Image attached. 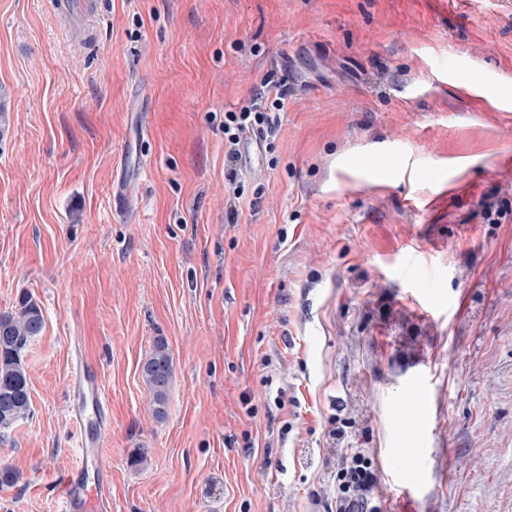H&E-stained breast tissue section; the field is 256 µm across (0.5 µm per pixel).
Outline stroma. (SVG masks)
I'll list each match as a JSON object with an SVG mask.
<instances>
[{"label": "stroma", "instance_id": "1", "mask_svg": "<svg viewBox=\"0 0 512 512\" xmlns=\"http://www.w3.org/2000/svg\"><path fill=\"white\" fill-rule=\"evenodd\" d=\"M90 2L0 0V314L44 316L0 512H60L97 435L112 512H336L351 447L382 512H512V0ZM269 75L229 224L224 113ZM141 376L152 394V414L157 420L167 415L168 388L172 376V360L164 339L155 341L151 354L142 364ZM90 396L95 402L96 408H100L104 410L102 405V393L101 390L94 385L92 377L89 373L84 372L83 369V379L81 382V375L77 378L74 386V400L78 403V407L74 408L75 416L79 421H82L84 416V403L87 397Z\"/></svg>", "mask_w": 512, "mask_h": 512}]
</instances>
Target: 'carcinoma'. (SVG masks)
<instances>
[{
  "mask_svg": "<svg viewBox=\"0 0 512 512\" xmlns=\"http://www.w3.org/2000/svg\"><path fill=\"white\" fill-rule=\"evenodd\" d=\"M44 327L42 310L27 300L8 314H0V437L31 412L28 375L24 364L26 350L41 335ZM141 376L152 394V414L158 420L167 415L168 388L172 376V360L164 339L155 341L151 354L142 364Z\"/></svg>",
  "mask_w": 512,
  "mask_h": 512,
  "instance_id": "cac0c4a2",
  "label": "carcinoma"
}]
</instances>
